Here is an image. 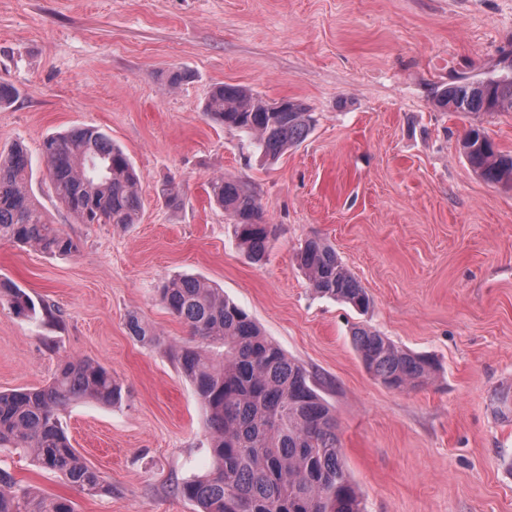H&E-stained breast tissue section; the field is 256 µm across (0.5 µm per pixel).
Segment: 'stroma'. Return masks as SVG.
Here are the masks:
<instances>
[{"label": "stroma", "instance_id": "1", "mask_svg": "<svg viewBox=\"0 0 512 512\" xmlns=\"http://www.w3.org/2000/svg\"><path fill=\"white\" fill-rule=\"evenodd\" d=\"M511 64L512 0H0V80L17 90L0 107V151L26 146L36 202L80 242L57 257L0 243V278L53 311L0 305V391L43 386L75 358L105 365L123 392L60 413L111 495L80 492L24 451L0 450V468L76 512H195L177 486L211 454L176 360L195 337L157 299L165 279L192 275L323 379L366 512H512V187L484 182L459 151L477 126L512 152V112H444L434 99ZM173 69L189 78L171 88ZM221 84L303 101L316 126L263 163L204 114ZM72 127L127 153L137 223L80 224L52 198L42 143ZM220 175L254 188L272 228L265 263L240 252L210 199ZM169 183L179 207L165 203ZM315 236L366 289L367 313L315 293L295 260ZM133 313L156 343L129 335ZM361 324L434 357L436 381H376L352 344Z\"/></svg>", "mask_w": 512, "mask_h": 512}]
</instances>
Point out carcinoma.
I'll list each match as a JSON object with an SVG mask.
<instances>
[{
	"label": "carcinoma",
	"instance_id": "carcinoma-1",
	"mask_svg": "<svg viewBox=\"0 0 512 512\" xmlns=\"http://www.w3.org/2000/svg\"><path fill=\"white\" fill-rule=\"evenodd\" d=\"M435 99L448 112H510L512 71L451 83ZM203 112L250 139L267 161L303 143L315 122L299 100L288 101L286 112H272L263 96L231 84L212 88ZM461 152L484 181L512 185V153L500 150L483 130L470 129ZM42 155L45 182L79 223L136 222L138 177L109 135L73 128L46 137ZM31 174L23 145L0 153V242L50 256L78 252L79 242L51 224L33 201ZM209 188L213 201L231 217L241 251L255 263L264 261L272 230L253 189L222 176L211 179ZM296 259L319 295L361 312L370 307L365 288L321 239L305 240ZM158 297L200 339L180 347L176 358L204 409L212 465L178 486L182 497L197 512H365L363 497L344 468L336 416L320 395L316 376L288 358L209 283L176 277L161 285ZM0 304L18 315H35L39 309L52 315L43 300H34L8 279H0ZM127 329L141 343L157 341L136 314L129 315ZM352 343L366 370L388 388L415 389L436 372L431 359L368 326L353 329ZM78 399L110 406L121 399V387L105 366L70 359L42 387L0 392V448L31 450L40 468L63 476L81 492L110 495L112 485L83 460L61 427L60 411ZM0 512H75V507L69 499L21 486L0 469Z\"/></svg>",
	"mask_w": 512,
	"mask_h": 512
}]
</instances>
